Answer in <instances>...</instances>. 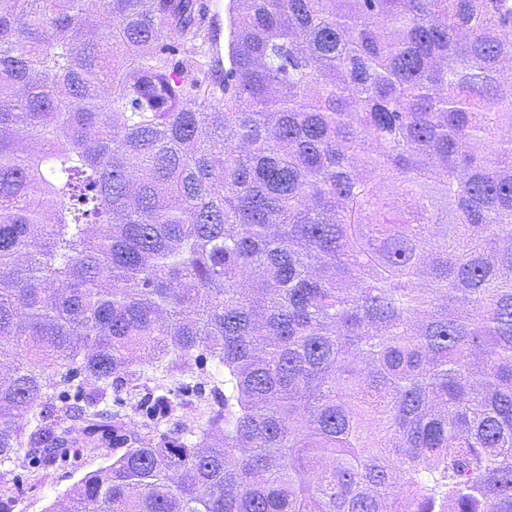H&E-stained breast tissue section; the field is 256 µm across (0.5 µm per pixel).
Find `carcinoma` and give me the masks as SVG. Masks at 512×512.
Masks as SVG:
<instances>
[{
    "mask_svg": "<svg viewBox=\"0 0 512 512\" xmlns=\"http://www.w3.org/2000/svg\"><path fill=\"white\" fill-rule=\"evenodd\" d=\"M227 12L0 0V465L101 430L46 512H512L509 4Z\"/></svg>",
    "mask_w": 512,
    "mask_h": 512,
    "instance_id": "obj_1",
    "label": "carcinoma"
}]
</instances>
